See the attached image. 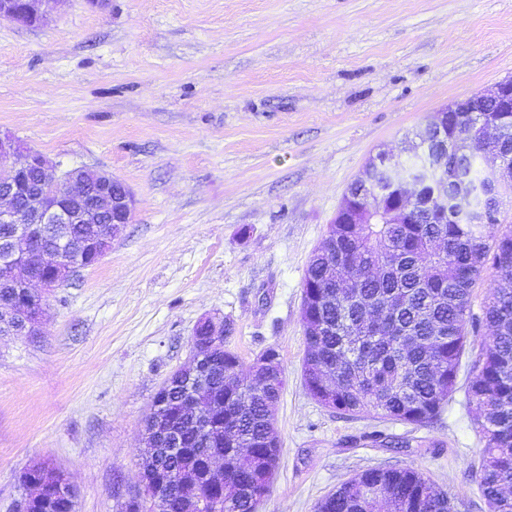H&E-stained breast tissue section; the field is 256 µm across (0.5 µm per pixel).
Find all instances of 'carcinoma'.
Instances as JSON below:
<instances>
[{
  "label": "carcinoma",
  "instance_id": "1",
  "mask_svg": "<svg viewBox=\"0 0 512 512\" xmlns=\"http://www.w3.org/2000/svg\"><path fill=\"white\" fill-rule=\"evenodd\" d=\"M501 129L487 143L486 124ZM448 167V199L458 201L453 180L469 169L480 152L512 162V112L448 113V140L432 146ZM369 162L363 174L383 191V214L369 224H336L313 254L302 282V322L306 352L302 373L310 396L349 417L373 411L381 417L423 426L438 421L457 385L461 359L470 338L472 352L468 401L476 407L482 435L479 486L490 512H512V230L493 241L483 225L465 223L455 209L443 212L415 200L406 215L390 214L396 190ZM499 273L481 313L473 312L471 292L486 267ZM210 387L199 396V410H212L224 398V435L202 432L181 394L194 387L186 374L174 380L175 392L153 403L145 424L143 464L154 461L151 420L180 417L179 470L186 479L194 468L183 452L224 451V494L202 489L197 512H251L250 501L270 491L280 438L275 412L284 384L283 369L260 367L269 347L252 364L249 380L239 377L240 357L228 348H201ZM49 487L32 512H76L53 469ZM379 485L389 512H448V495L412 466L366 469L322 498L316 512H373L362 488Z\"/></svg>",
  "mask_w": 512,
  "mask_h": 512
}]
</instances>
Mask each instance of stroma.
<instances>
[{
	"label": "stroma",
	"instance_id": "35a3bbf8",
	"mask_svg": "<svg viewBox=\"0 0 512 512\" xmlns=\"http://www.w3.org/2000/svg\"><path fill=\"white\" fill-rule=\"evenodd\" d=\"M508 79L512 0H57L40 25L0 18V133L135 199L102 260L47 293L37 334L0 336V512L36 462L64 471L78 512H122L144 419L205 318L244 368L280 354L259 512H314L388 465L420 469L455 512H488L464 388L427 426L310 397L302 281L369 160ZM375 430L389 443L365 441Z\"/></svg>",
	"mask_w": 512,
	"mask_h": 512
}]
</instances>
